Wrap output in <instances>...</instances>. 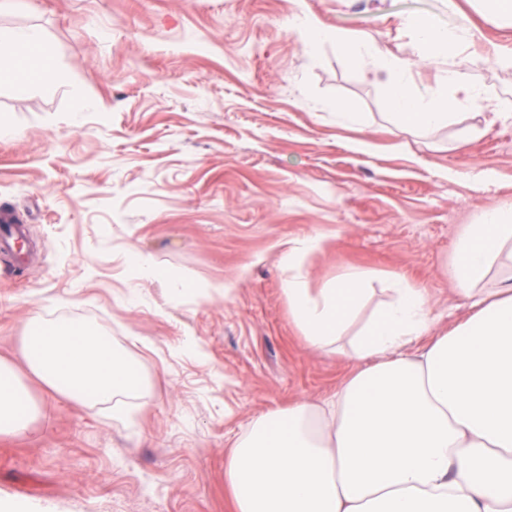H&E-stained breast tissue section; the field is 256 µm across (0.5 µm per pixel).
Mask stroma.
Masks as SVG:
<instances>
[{
	"instance_id": "obj_1",
	"label": "stroma",
	"mask_w": 512,
	"mask_h": 512,
	"mask_svg": "<svg viewBox=\"0 0 512 512\" xmlns=\"http://www.w3.org/2000/svg\"><path fill=\"white\" fill-rule=\"evenodd\" d=\"M478 21L463 56L488 98L512 99V24L486 0H0V27H41L55 74L24 96L0 83V209L27 258L0 254V358L21 364L35 314L103 328L156 382L82 407L30 383L41 418L0 439V501L21 512H232L224 464L261 415L332 398L360 367L309 345L288 312L283 252L318 289L343 267L373 273L368 317L396 278L423 289L428 338L468 317L448 268L464 224L512 203V118L460 113L428 134L385 104L386 76L333 40L310 49L301 9L413 59L409 18ZM88 102L75 113L76 101ZM363 117L336 123L334 102ZM150 253L187 290L138 279ZM223 291H214V284ZM321 248L322 241L319 237L304 240L298 246L283 254L281 258L282 264L288 271L298 269L307 255Z\"/></svg>"
}]
</instances>
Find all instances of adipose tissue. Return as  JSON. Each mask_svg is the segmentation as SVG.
Listing matches in <instances>:
<instances>
[{"label":"adipose tissue","instance_id":"adipose-tissue-1","mask_svg":"<svg viewBox=\"0 0 512 512\" xmlns=\"http://www.w3.org/2000/svg\"><path fill=\"white\" fill-rule=\"evenodd\" d=\"M293 24L313 45L335 36L353 65L373 59L390 78L388 106L409 131L432 132L448 125L454 109L485 106L483 87L457 62L473 33L468 25L407 22L419 59L441 70L453 91L440 102L415 93L408 59L329 33L307 10ZM51 73L40 28L0 29V81L16 95ZM510 243L511 204L465 225L449 276L459 294L474 297V310L423 348L432 309L422 289L396 280L391 301L350 336L371 293L370 273L344 267L314 293L297 270L321 239L285 252L294 324L310 345L347 350L361 366L332 400L265 414L236 441L224 471L233 512H512V277L498 288L481 285ZM21 351L26 374L0 359L1 438L27 435L41 416L27 378L90 406L152 384L111 336L85 321L30 317Z\"/></svg>","mask_w":512,"mask_h":512}]
</instances>
